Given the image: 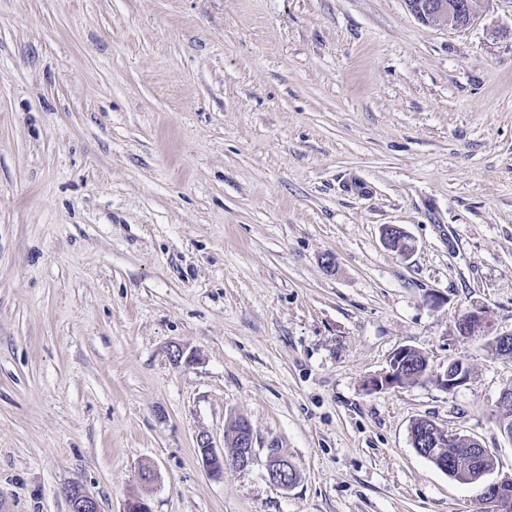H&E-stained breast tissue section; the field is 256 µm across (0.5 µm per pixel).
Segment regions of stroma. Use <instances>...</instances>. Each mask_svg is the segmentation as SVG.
Wrapping results in <instances>:
<instances>
[{
	"instance_id": "obj_1",
	"label": "stroma",
	"mask_w": 512,
	"mask_h": 512,
	"mask_svg": "<svg viewBox=\"0 0 512 512\" xmlns=\"http://www.w3.org/2000/svg\"><path fill=\"white\" fill-rule=\"evenodd\" d=\"M473 307L512 330V0H0V512H484L410 440L512 475ZM402 346L468 382L368 391ZM489 0H405L407 9L426 24L445 22L456 28L453 16L462 28L473 24ZM241 427L242 433H239L241 437L237 436L234 439L236 433L239 432L238 425L234 424L231 427V433L225 436L231 435V438L227 442V445H232L237 440L236 451H228L226 446L221 449H217L211 439L207 435H199L197 437V448L199 451V459L205 472L213 479H221L224 476V466L230 462L232 465L244 468L252 464L256 458L253 431L248 421L242 419ZM288 466H292L291 462L288 460L286 456H284L280 450L268 449V453L266 456L265 469L267 474L268 481L282 489H288L293 484H289L288 481H296L297 474L294 468H289ZM288 471V481L286 480L284 474Z\"/></svg>"
}]
</instances>
